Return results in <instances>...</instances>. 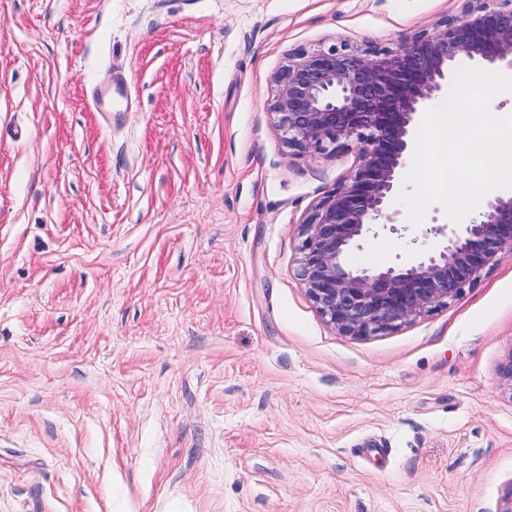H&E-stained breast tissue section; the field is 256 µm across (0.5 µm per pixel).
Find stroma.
I'll return each mask as SVG.
<instances>
[{
  "label": "stroma",
  "mask_w": 512,
  "mask_h": 512,
  "mask_svg": "<svg viewBox=\"0 0 512 512\" xmlns=\"http://www.w3.org/2000/svg\"><path fill=\"white\" fill-rule=\"evenodd\" d=\"M468 0H0V512H503L512 256L346 336L299 225L359 163L284 143L288 56ZM125 66L135 105L88 95Z\"/></svg>",
  "instance_id": "1"
}]
</instances>
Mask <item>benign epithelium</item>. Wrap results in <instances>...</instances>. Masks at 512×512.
<instances>
[{"instance_id": "7a95c632", "label": "benign epithelium", "mask_w": 512, "mask_h": 512, "mask_svg": "<svg viewBox=\"0 0 512 512\" xmlns=\"http://www.w3.org/2000/svg\"><path fill=\"white\" fill-rule=\"evenodd\" d=\"M387 51H298L275 74L270 106L285 142L315 157L353 146L359 164L300 224L296 274L326 322L368 337L398 329L459 298L512 255V193L488 197L469 223L417 232L395 199L415 149L420 115L471 64L512 71V0H474ZM410 236L412 258L355 263L383 232Z\"/></svg>"}]
</instances>
